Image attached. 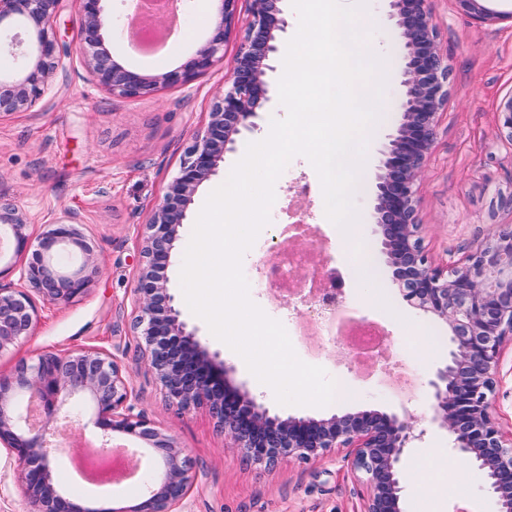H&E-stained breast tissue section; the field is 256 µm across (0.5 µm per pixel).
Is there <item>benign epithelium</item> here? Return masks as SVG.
I'll return each instance as SVG.
<instances>
[{
    "label": "benign epithelium",
    "mask_w": 512,
    "mask_h": 512,
    "mask_svg": "<svg viewBox=\"0 0 512 512\" xmlns=\"http://www.w3.org/2000/svg\"><path fill=\"white\" fill-rule=\"evenodd\" d=\"M82 18L79 56L100 88L137 98L184 85L224 59V43L236 25L237 0H211L217 21L211 39L178 69L161 73L126 68L109 49L114 29L106 0H73ZM403 46L402 91L393 123L377 150L373 209L381 255L405 301L448 331V357L428 381L430 415L402 410H360L326 417L273 412L233 378V369L209 353L196 329L181 319L169 292L166 270L189 219L199 188L217 176L224 155L257 131L262 112L277 98V57L287 32L285 0H251L245 35L224 92L213 102L204 131L188 148L163 201L150 211L138 265L135 335L148 348L150 367L168 400L182 410L206 405L224 439L252 463L271 471L285 461L322 459L340 448L353 451V467L366 477L364 512H404L406 449L435 430L446 433L450 454L476 468L499 512H512V433L495 418L492 398L501 350L512 344V232L474 247L466 259L439 265L428 255L419 224L418 182L432 153L440 114L448 103L450 72L438 42L429 0H384ZM59 0H0V45L26 46L25 69H0V117L31 109L52 91V78L71 51L52 29ZM480 20L499 18L481 0H458ZM499 128L512 139V96L499 109ZM64 212L32 245L29 217L0 201V237L14 252L0 253V353L32 335L39 321L35 298L69 303L88 289L96 273L95 253ZM79 251L78 267L64 265L58 248ZM19 273L18 282L9 280ZM86 404L101 441L120 434L141 441L156 456V468L138 503L96 512H177L194 477L186 448L135 412V396L117 361L94 349L44 352L19 360L0 374V445L15 456L17 480L30 512H91L53 481L49 431L70 400Z\"/></svg>",
    "instance_id": "7a95c632"
}]
</instances>
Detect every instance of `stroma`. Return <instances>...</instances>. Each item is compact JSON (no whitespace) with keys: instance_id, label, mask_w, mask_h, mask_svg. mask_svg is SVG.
<instances>
[{"instance_id":"stroma-1","label":"stroma","mask_w":512,"mask_h":512,"mask_svg":"<svg viewBox=\"0 0 512 512\" xmlns=\"http://www.w3.org/2000/svg\"><path fill=\"white\" fill-rule=\"evenodd\" d=\"M485 5L500 13V20H476L461 11L457 0L430 2L451 76L448 107L420 181L418 218L424 244L440 264L462 261L479 242L512 231V139L500 133L497 120L499 104L512 95V0H486ZM208 10L207 0H184L179 34L164 51L145 55L121 44L119 59L136 70L178 68L210 39L213 27L203 20ZM360 22L374 29L371 46L385 48L389 79L382 99L386 110L366 147L364 185L353 192L359 236L345 240L327 219L319 177L310 162L298 156L275 184L270 222L258 239L272 246L281 236L280 226L288 222L290 207L303 203V220L321 244V258L342 281L344 308L381 327L386 347L377 364L369 366L330 332L319 335L316 351L310 341L297 339L293 344L297 356L327 373L344 372L351 393L349 400L337 405L286 406V413L298 416L364 409L392 413L404 408L418 416L427 414L428 380L447 357L445 327L408 305L389 270L381 272L382 298L368 299L361 292L360 258L366 252L379 253L372 202L376 150L393 123L387 107L401 92L403 50L383 0H367ZM243 34V28H236L224 46L223 62L188 84L132 99L97 88L77 60L66 59L55 74L52 92L29 111L0 118V200L28 214V232L34 238L62 211L76 212L79 230L93 245L98 266L81 297L67 304L40 305L34 335L0 354V374H9L20 359L32 360L45 351L92 348L114 356L136 396L137 411L155 428L173 435L193 460L194 482L181 512H363L365 479L354 471L350 449L317 461L263 470L226 447L224 434L207 408L184 412L169 403L149 366L144 343L132 330L143 226L178 174L186 147L204 129ZM192 231V225L183 226L167 270L175 305L183 320L196 328L201 344L233 367L235 380L245 382L258 401L275 406L272 390L256 382L185 302L180 270ZM259 256L251 249L242 258L250 297L270 318L295 329L307 318L308 308L300 295L260 284ZM420 327L436 338L432 352H422L414 340ZM497 379L493 413L510 431L512 345L502 350ZM69 412L77 423L69 448L56 460L54 480L91 508L102 501L112 507L133 504L141 482L99 486L73 471L72 455L84 446L100 445L101 439L82 403L72 402ZM457 468L466 480V496L460 500L449 495L444 512H497L479 471L462 461Z\"/></svg>"}]
</instances>
